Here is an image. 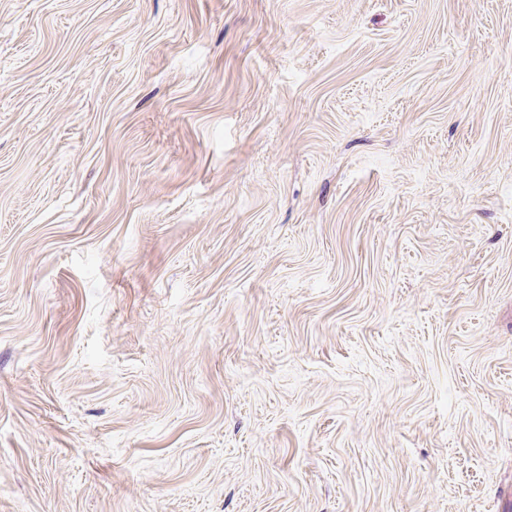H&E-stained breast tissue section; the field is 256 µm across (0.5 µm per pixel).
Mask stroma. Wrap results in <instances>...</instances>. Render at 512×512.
Segmentation results:
<instances>
[{"instance_id": "stroma-1", "label": "stroma", "mask_w": 512, "mask_h": 512, "mask_svg": "<svg viewBox=\"0 0 512 512\" xmlns=\"http://www.w3.org/2000/svg\"><path fill=\"white\" fill-rule=\"evenodd\" d=\"M512 0H0V512H500Z\"/></svg>"}]
</instances>
